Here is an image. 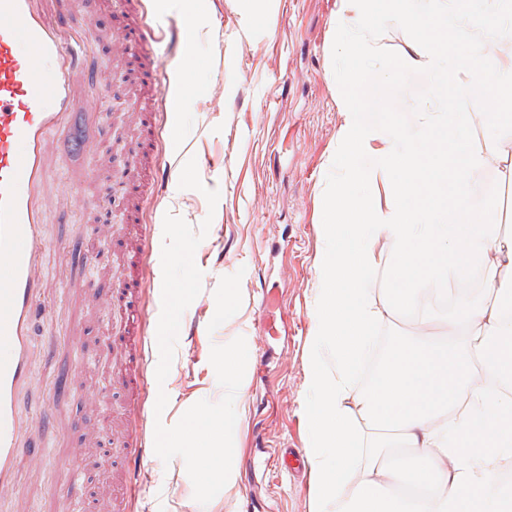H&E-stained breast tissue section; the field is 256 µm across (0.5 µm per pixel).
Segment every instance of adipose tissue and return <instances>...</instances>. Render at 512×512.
Listing matches in <instances>:
<instances>
[{
    "mask_svg": "<svg viewBox=\"0 0 512 512\" xmlns=\"http://www.w3.org/2000/svg\"><path fill=\"white\" fill-rule=\"evenodd\" d=\"M483 2L337 0L346 92L336 189L319 226L334 249L319 265L306 363L312 512H512V231L473 179L498 151L468 139L478 105L512 126V0L497 19ZM389 24L428 30L421 66L452 88L443 121L415 136L358 103L395 77L369 78L366 66L381 57L366 33ZM363 154L375 173L395 175L385 207L353 189ZM478 270L488 300L453 314L417 307L423 292L447 301ZM392 314L412 316L414 332L358 385Z\"/></svg>",
    "mask_w": 512,
    "mask_h": 512,
    "instance_id": "ef3b65f1",
    "label": "adipose tissue"
}]
</instances>
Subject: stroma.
I'll list each match as a JSON object with an SVG mask.
<instances>
[{"instance_id": "35a3bbf8", "label": "stroma", "mask_w": 512, "mask_h": 512, "mask_svg": "<svg viewBox=\"0 0 512 512\" xmlns=\"http://www.w3.org/2000/svg\"><path fill=\"white\" fill-rule=\"evenodd\" d=\"M78 23L96 35L98 64L112 60L109 32H138L132 63L155 47L165 28L150 0H70ZM165 12L193 40L187 53L165 57L163 70L188 76L195 90L173 85L174 112L156 118L151 142L134 138L149 166L182 168L196 159L205 187L219 190L216 210L201 192L179 189L169 180L156 194L150 174L130 185L139 210L126 223L125 206L102 214L105 194L117 165L112 140L94 143L79 160H62L54 185L72 218L53 227L51 242L70 251L73 267L45 258V303L52 321L38 326L33 342L58 345L56 360L42 364L45 380L69 372L66 394L36 393L56 405L55 429L34 440L46 455L24 458L20 488L29 512H104L106 494L99 475L105 467L100 447L112 442L114 427L131 428L135 395L119 390L104 337L120 316L103 298L112 270L127 271L126 235L140 236L154 282L162 280L163 218L171 213L192 228L211 219L194 260L202 271V290L184 311L195 333L180 332L165 381L148 373L146 408L154 410L166 393L165 425H174L200 400L223 396L209 357L212 346L237 337L250 344L246 366V412L234 437L240 480L208 504L194 498L181 457L163 462L150 455L147 477L136 491L133 512H309L305 472L280 471L286 448H306L309 393L306 360L313 325V296L319 261L332 249L319 237L327 218V196L336 188V135L342 121L344 88L333 56L341 41L336 0H168ZM196 26H188L189 16ZM425 29L389 27L381 37L383 68L395 83L380 101L365 100L366 111L384 124L417 129L434 94L414 65L427 47ZM498 171H478L491 193L500 223L512 226V143L498 145Z\"/></svg>"}]
</instances>
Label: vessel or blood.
<instances>
[{"label":"vessel or blood","mask_w":512,"mask_h":512,"mask_svg":"<svg viewBox=\"0 0 512 512\" xmlns=\"http://www.w3.org/2000/svg\"><path fill=\"white\" fill-rule=\"evenodd\" d=\"M63 0H0V512H24L14 496L22 455L36 451L29 437L47 422L32 403L37 380L34 327L48 319L42 303L46 228L57 210L50 181L56 160L83 150L85 136L107 130L97 107L106 91L92 57V37L72 24ZM86 110H79L80 101ZM145 276L121 291L124 359L115 376L140 387L157 344L145 312ZM154 451V430L140 412L123 448L107 455L117 476L116 501L126 508Z\"/></svg>","instance_id":"1"}]
</instances>
